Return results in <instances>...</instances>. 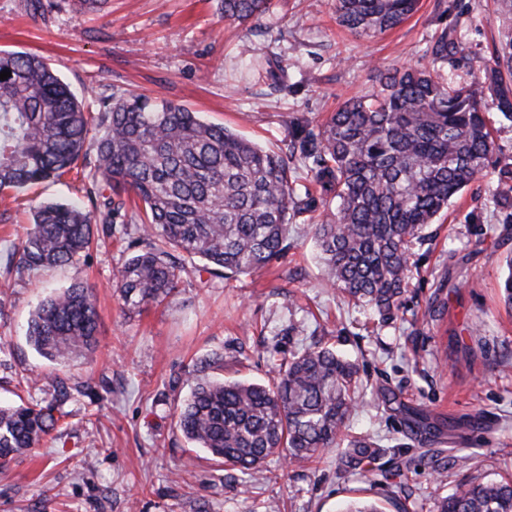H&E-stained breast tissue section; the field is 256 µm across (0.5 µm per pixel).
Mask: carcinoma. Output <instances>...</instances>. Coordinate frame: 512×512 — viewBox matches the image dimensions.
<instances>
[{
  "mask_svg": "<svg viewBox=\"0 0 512 512\" xmlns=\"http://www.w3.org/2000/svg\"><path fill=\"white\" fill-rule=\"evenodd\" d=\"M418 0H334L336 20L370 37L402 24ZM270 0H221L224 19L244 24ZM453 32L430 45L432 62L454 54ZM277 87L288 65L258 61ZM512 43L497 53L486 80L456 84L427 68L379 75L377 90L344 101L314 133L295 129L300 158L319 187L328 218L311 225L321 272L357 303L393 317L412 272V245L451 200L483 173L494 151L484 116L492 94L512 120ZM0 191H21L80 167L86 201L43 202L25 240L0 255L25 274L77 263L93 225H135L136 250L115 275L123 308L140 311L173 297L183 277L231 278L265 268L288 242V224L311 208L296 168L222 125L159 97L112 96L98 117L42 57L0 51ZM501 284L512 310V257ZM94 289L76 280L43 298L26 338L51 362L89 357L97 348ZM66 386L39 408L0 406V465L38 445L57 422ZM357 365L329 347L307 348L275 364L268 382L198 378L177 425L193 447L241 471L282 453L291 464L341 448L340 477L373 470L390 449L369 438L343 442L358 406ZM438 512H512V479L467 481Z\"/></svg>",
  "mask_w": 512,
  "mask_h": 512,
  "instance_id": "1",
  "label": "carcinoma"
}]
</instances>
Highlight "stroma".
I'll return each instance as SVG.
<instances>
[{
    "instance_id": "obj_1",
    "label": "stroma",
    "mask_w": 512,
    "mask_h": 512,
    "mask_svg": "<svg viewBox=\"0 0 512 512\" xmlns=\"http://www.w3.org/2000/svg\"><path fill=\"white\" fill-rule=\"evenodd\" d=\"M44 2L34 16L26 0H0V50L43 57L90 112L115 93L159 96L282 155L289 124L318 129L345 99L376 88L379 71L430 66L442 31L455 34L457 52L440 72L459 83L481 79L512 40V11L493 0H420L404 23L370 38L337 24L333 0H271L244 25L225 21L219 0H110L97 14ZM259 52L287 59L288 90L253 69ZM485 108L488 166L414 243L413 274L388 320L322 282L309 235L321 205L290 224L288 248L268 268L192 277L133 314L113 287L133 253L121 234L100 235L73 266L24 276L0 266V404H42L59 383L71 388L50 435L0 467V512H339L351 500L435 512L460 482L512 476V313L499 297L512 224L495 203L498 172L512 166V122L493 98ZM83 194L73 173L0 192V251L19 245L40 202ZM76 279L96 288L98 348L56 365L28 345L24 325L39 298ZM314 345L356 359L361 387L393 392L387 406L362 402L344 429L413 457L391 488L366 471L338 478L333 450L299 466L275 455L243 473L178 429L194 371L265 381L276 360ZM418 420L433 423L428 439L415 434ZM460 450L470 468L436 480L435 467Z\"/></svg>"
}]
</instances>
